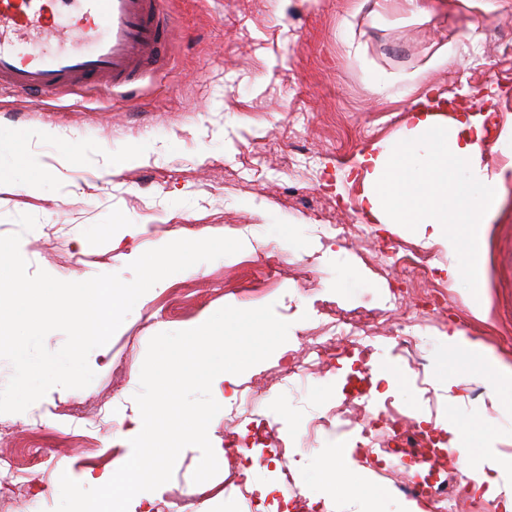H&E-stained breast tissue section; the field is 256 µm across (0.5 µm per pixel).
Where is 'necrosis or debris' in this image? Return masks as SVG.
I'll return each mask as SVG.
<instances>
[{"label":"necrosis or debris","instance_id":"1","mask_svg":"<svg viewBox=\"0 0 512 512\" xmlns=\"http://www.w3.org/2000/svg\"><path fill=\"white\" fill-rule=\"evenodd\" d=\"M446 305L445 290L437 289L432 310L408 312L399 328L390 334V341L397 350L418 355L421 341L414 334L415 327L438 317ZM388 315L385 309L343 311L334 303L319 302L318 325L311 331L307 362L299 368L275 370L274 384L248 389L246 418L262 419L265 399L273 394L275 386L334 368L329 334H337L340 342L357 350L361 363H368L379 341L375 329ZM335 421L348 423L357 430L360 448L381 476L396 482L406 473H413L410 489L416 497L426 501L430 512H456L463 501L469 502L474 512H496L495 503L477 494L474 481L456 465L455 453L440 446L434 431L414 422L404 423L402 414L393 406L378 408L362 384L353 385L344 399L324 415L314 417L308 424V431L316 433Z\"/></svg>","mask_w":512,"mask_h":512}]
</instances>
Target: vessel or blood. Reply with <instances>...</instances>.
Listing matches in <instances>:
<instances>
[{"label": "vessel or blood", "instance_id": "1", "mask_svg": "<svg viewBox=\"0 0 512 512\" xmlns=\"http://www.w3.org/2000/svg\"><path fill=\"white\" fill-rule=\"evenodd\" d=\"M172 35L163 0H0V90L127 89L164 61Z\"/></svg>", "mask_w": 512, "mask_h": 512}]
</instances>
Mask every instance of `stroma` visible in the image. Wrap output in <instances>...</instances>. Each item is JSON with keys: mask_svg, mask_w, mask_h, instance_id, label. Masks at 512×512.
Returning <instances> with one entry per match:
<instances>
[{"mask_svg": "<svg viewBox=\"0 0 512 512\" xmlns=\"http://www.w3.org/2000/svg\"><path fill=\"white\" fill-rule=\"evenodd\" d=\"M429 16L413 17L406 0L378 7L366 0H167L176 32L163 65L146 76L134 95L105 87L54 96H21L0 91V163L10 167L0 184V236L21 233L20 252L29 272L46 271L63 281H85L103 273L131 280V250L148 251L191 237L230 236L240 252L178 272L150 289L103 347L88 358L96 377L83 389L52 388L25 412L13 414L16 438L0 440V456L24 460V450L40 442L52 453L45 467L17 483L0 478V500L10 512H28L40 499L54 512L60 473L83 485L112 467V432L81 437V425L64 411L78 401L87 410L106 402L122 421L139 408L133 399L150 339L161 332L197 327L225 306L253 309L274 305L290 322L288 339L265 361L244 373L214 379L212 395L231 408L248 383L266 384L271 367L301 349L313 326V303L331 299L347 309L381 308L402 290L424 305L425 294L448 284V317L424 330L433 344L418 365L380 345L382 363L400 374L389 381L371 374L374 394L392 398L405 417L451 438L460 423L477 420L485 431L477 440L486 472L508 480L501 470L512 457L503 407L508 392L493 393L487 380L450 386L463 375L448 364L444 331L457 328L466 338L512 365V187L486 236L487 314L475 316L468 286L449 279L448 251L436 244L429 254L430 275L382 269L373 249L415 243L410 226L389 231L361 207L363 172L358 155L400 134L409 125L412 98L402 96L405 76L426 77L425 100L464 106V91L482 88L488 124L501 132L512 123V0H497L496 11L481 14L466 0H433ZM477 25L480 50L467 48L462 29ZM458 50L456 64L430 68L444 45ZM394 78L378 95L375 75ZM53 130L74 141L76 155L57 151L40 131ZM30 134L33 166L13 163L17 135ZM37 219L20 232L18 215ZM137 224L136 238H125ZM319 224H363L370 247L346 239L320 244ZM124 236L120 248L112 240ZM310 276L307 290L298 283ZM128 363L124 378L112 374V360ZM447 364V379L436 370ZM355 367L343 360L336 376L315 377L279 387L266 416L280 434L304 439L276 460L259 453L241 455L224 445V417L208 428L219 471L204 486L214 499L184 501L181 512H238L236 487L225 486L229 471L246 473L253 491L252 512H269L257 486L289 472L318 512H398L409 492L384 485L365 463L355 431L334 425L307 436L309 419L333 405ZM199 449L185 448L172 479L152 491V512H165V494L193 491ZM354 486L345 496L326 494L336 473Z\"/></svg>", "mask_w": 512, "mask_h": 512, "instance_id": "1", "label": "stroma"}]
</instances>
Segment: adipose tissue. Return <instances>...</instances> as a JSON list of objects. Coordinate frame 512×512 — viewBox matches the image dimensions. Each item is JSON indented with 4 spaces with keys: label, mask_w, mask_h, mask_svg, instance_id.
Here are the masks:
<instances>
[{
    "label": "adipose tissue",
    "mask_w": 512,
    "mask_h": 512,
    "mask_svg": "<svg viewBox=\"0 0 512 512\" xmlns=\"http://www.w3.org/2000/svg\"><path fill=\"white\" fill-rule=\"evenodd\" d=\"M484 121L473 105L450 117L416 111L401 137L358 158L364 210L378 223L412 224L421 238L444 243L448 276L467 281L477 315L484 311L482 245L503 204L505 184L512 180L511 167L492 170L483 162L490 151L512 155V127L490 144ZM448 356L465 364L468 375L512 388V367L470 343L461 331L449 332Z\"/></svg>",
    "instance_id": "ef3b65f1"
}]
</instances>
